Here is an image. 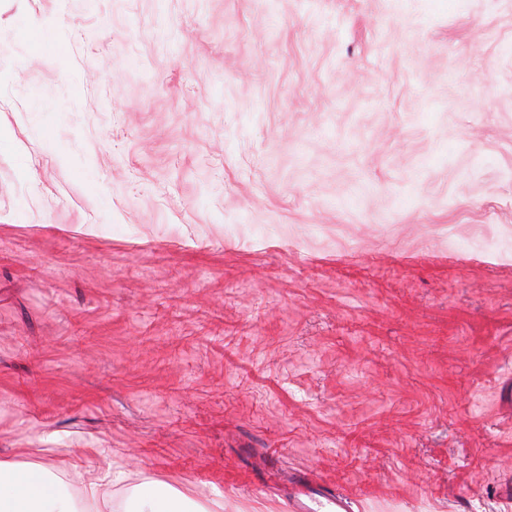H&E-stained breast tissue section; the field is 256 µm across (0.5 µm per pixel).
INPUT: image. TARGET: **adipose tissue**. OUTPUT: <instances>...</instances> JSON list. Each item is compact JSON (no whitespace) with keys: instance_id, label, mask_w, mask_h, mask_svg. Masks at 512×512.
I'll return each instance as SVG.
<instances>
[{"instance_id":"1","label":"adipose tissue","mask_w":512,"mask_h":512,"mask_svg":"<svg viewBox=\"0 0 512 512\" xmlns=\"http://www.w3.org/2000/svg\"><path fill=\"white\" fill-rule=\"evenodd\" d=\"M123 486L125 512H216V498L194 499L150 475L59 461L55 449L34 463L0 462V512H112L109 491Z\"/></svg>"}]
</instances>
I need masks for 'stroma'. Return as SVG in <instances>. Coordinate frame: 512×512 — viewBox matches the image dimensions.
Wrapping results in <instances>:
<instances>
[{
    "label": "stroma",
    "instance_id": "obj_1",
    "mask_svg": "<svg viewBox=\"0 0 512 512\" xmlns=\"http://www.w3.org/2000/svg\"><path fill=\"white\" fill-rule=\"evenodd\" d=\"M222 512H512V0H0V460ZM124 488L126 512H216L222 507L219 496L197 500L147 474ZM305 499H297L293 512H351L354 499L346 492L328 493L321 487H306Z\"/></svg>",
    "mask_w": 512,
    "mask_h": 512
}]
</instances>
